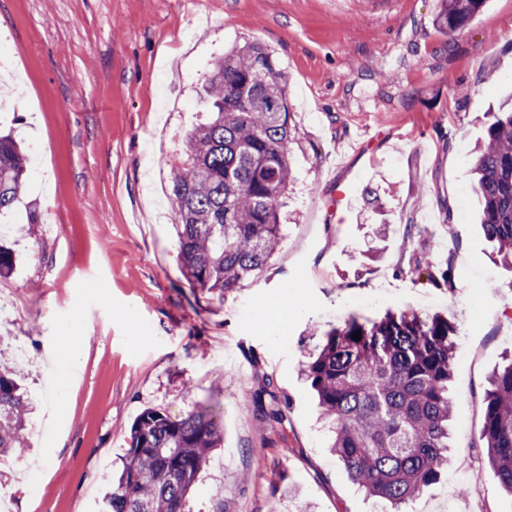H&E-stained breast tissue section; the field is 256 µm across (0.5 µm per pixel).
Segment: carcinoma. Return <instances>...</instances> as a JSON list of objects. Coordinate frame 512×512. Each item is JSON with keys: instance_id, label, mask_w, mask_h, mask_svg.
<instances>
[{"instance_id": "carcinoma-1", "label": "carcinoma", "mask_w": 512, "mask_h": 512, "mask_svg": "<svg viewBox=\"0 0 512 512\" xmlns=\"http://www.w3.org/2000/svg\"><path fill=\"white\" fill-rule=\"evenodd\" d=\"M486 0H441L438 28L453 34ZM211 118L189 134L186 159L171 175L178 258L189 284L226 293L260 276L279 247L282 198L291 171L292 112L271 50L246 41L213 64ZM27 159L0 135V215L20 202ZM473 189L480 224L501 261L512 266V106L491 113L476 148ZM435 263L414 252L410 270L438 282ZM361 332L355 340L352 333ZM453 322L441 315L388 314L331 327L302 368L333 433L332 451L351 477L395 512L448 465ZM485 395L480 441L500 486L512 494V362L496 369ZM265 417H282L276 395L257 398ZM30 403L13 370L0 368V457L27 447ZM219 410L196 405L179 418L146 408L104 497L103 512H188L200 473L221 444Z\"/></svg>"}]
</instances>
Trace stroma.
I'll return each instance as SVG.
<instances>
[{
  "label": "stroma",
  "mask_w": 512,
  "mask_h": 512,
  "mask_svg": "<svg viewBox=\"0 0 512 512\" xmlns=\"http://www.w3.org/2000/svg\"><path fill=\"white\" fill-rule=\"evenodd\" d=\"M437 0H0V127L29 165L0 219V360L31 414L0 461L11 512H98L146 407L212 403L224 440L190 496L209 512H386L331 452L301 365L331 327L402 311L454 323V460L407 512H512L476 445L491 373L512 362V269L478 222L473 148L512 91V0L464 28ZM257 40L288 86L285 237L263 275L213 295L177 262L171 167L204 116L217 57ZM38 221H27L28 212ZM385 225V239L375 230ZM454 289L410 273L409 225ZM272 386L281 421L263 419Z\"/></svg>",
  "instance_id": "obj_1"
}]
</instances>
